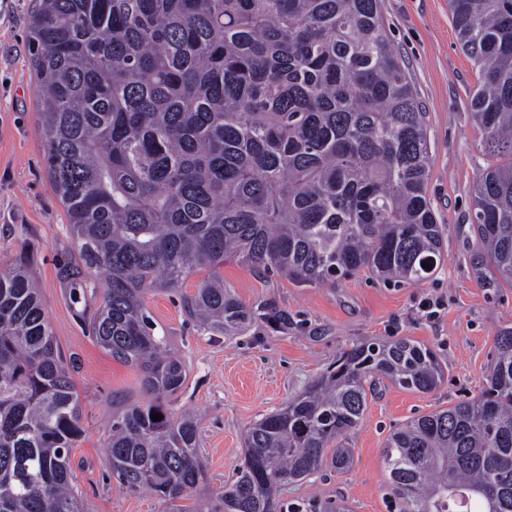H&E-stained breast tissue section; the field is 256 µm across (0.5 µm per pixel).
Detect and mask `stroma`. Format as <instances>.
<instances>
[{
  "mask_svg": "<svg viewBox=\"0 0 512 512\" xmlns=\"http://www.w3.org/2000/svg\"><path fill=\"white\" fill-rule=\"evenodd\" d=\"M33 0H0V269L28 261L45 316L65 356L74 360L85 435L72 452L74 484L86 512H169L142 491L123 490L106 460L103 442L112 415L142 400L139 372L112 360L89 337L79 315L100 296H68L62 272L73 265L75 246L67 216L45 171L37 84L27 47ZM388 40L405 61L427 114L431 149L428 192L439 223L448 227L443 258L434 275L416 284L384 282L359 271L323 285H306L272 270L261 273L229 256L219 273L225 287L250 313L233 337L200 330L182 307L202 272L180 288L147 294L155 335L166 337L186 365L187 380L172 397V411L192 412L206 460L199 497L221 490L244 462L243 435L262 415L284 407L352 345L408 336L430 347L445 367L429 393L379 384L347 441L350 466L324 464L308 479L280 493L288 512H319L340 499L346 512H396L383 448L407 420L479 394L494 354V339L512 327V288H486L469 255L470 188L490 158L470 115L479 74L462 52L448 0H381ZM440 303L434 319H419L416 306Z\"/></svg>",
  "mask_w": 512,
  "mask_h": 512,
  "instance_id": "stroma-1",
  "label": "stroma"
}]
</instances>
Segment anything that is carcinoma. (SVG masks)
Returning <instances> with one entry per match:
<instances>
[{
  "label": "carcinoma",
  "instance_id": "1",
  "mask_svg": "<svg viewBox=\"0 0 512 512\" xmlns=\"http://www.w3.org/2000/svg\"><path fill=\"white\" fill-rule=\"evenodd\" d=\"M449 6L480 74L472 119L498 157L472 186L470 264L512 288V0ZM28 38L47 175L77 266L102 290L83 319L141 370L146 399L112 416L104 442L123 489L172 512H276L282 487L328 458L351 463L345 442L381 380L440 385V359L413 338L354 345L246 429L244 464L215 500L186 503L206 464L195 417L165 406L186 369L152 333L147 293L207 270L184 312L233 336L249 315L220 278L227 256L303 283L364 269L420 282L441 263L426 113L380 0H35ZM494 348L479 395L389 436L399 512H512V327ZM83 436L70 363L17 263L0 271V512H86L71 464Z\"/></svg>",
  "mask_w": 512,
  "mask_h": 512
}]
</instances>
